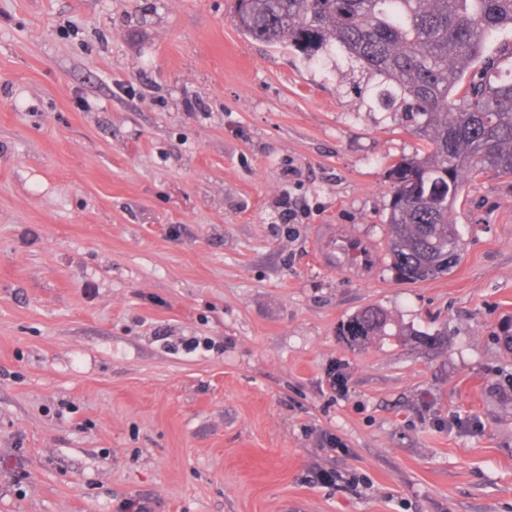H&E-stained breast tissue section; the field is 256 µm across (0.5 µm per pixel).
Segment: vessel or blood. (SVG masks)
Listing matches in <instances>:
<instances>
[{"label":"vessel or blood","instance_id":"b4317fda","mask_svg":"<svg viewBox=\"0 0 512 512\" xmlns=\"http://www.w3.org/2000/svg\"><path fill=\"white\" fill-rule=\"evenodd\" d=\"M314 244L322 266L365 281L373 278L383 256L375 242L357 237L344 225H320Z\"/></svg>","mask_w":512,"mask_h":512}]
</instances>
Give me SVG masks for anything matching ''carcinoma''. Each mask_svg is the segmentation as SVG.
Masks as SVG:
<instances>
[{
	"instance_id": "1",
	"label": "carcinoma",
	"mask_w": 512,
	"mask_h": 512,
	"mask_svg": "<svg viewBox=\"0 0 512 512\" xmlns=\"http://www.w3.org/2000/svg\"><path fill=\"white\" fill-rule=\"evenodd\" d=\"M236 18L256 40L359 65L379 103L409 115L422 145L390 170V266L410 282L457 266L462 179L512 177V70H499L512 60V0H237ZM389 325L371 306L339 335L362 349Z\"/></svg>"
}]
</instances>
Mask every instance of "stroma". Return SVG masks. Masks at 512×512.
Instances as JSON below:
<instances>
[{"mask_svg":"<svg viewBox=\"0 0 512 512\" xmlns=\"http://www.w3.org/2000/svg\"><path fill=\"white\" fill-rule=\"evenodd\" d=\"M235 10L0 0V512H512V177L440 278L323 268L420 141ZM389 325L391 323L386 312L380 307L371 306L347 318L340 326L339 336H344L351 349H362L379 336L392 335L387 332Z\"/></svg>","mask_w":512,"mask_h":512,"instance_id":"35a3bbf8","label":"stroma"}]
</instances>
